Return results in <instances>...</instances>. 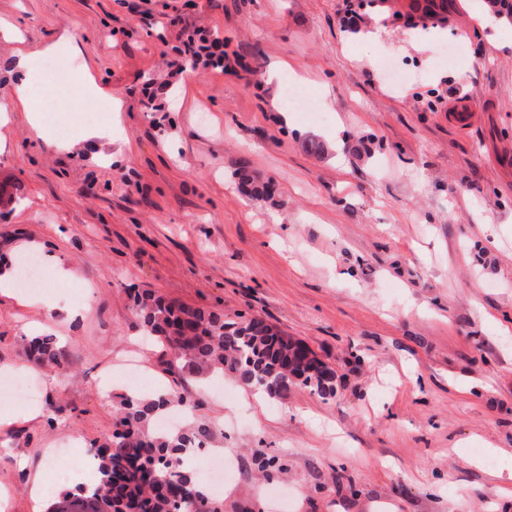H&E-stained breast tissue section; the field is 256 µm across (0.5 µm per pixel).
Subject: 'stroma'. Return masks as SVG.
<instances>
[{
  "instance_id": "obj_1",
  "label": "stroma",
  "mask_w": 512,
  "mask_h": 512,
  "mask_svg": "<svg viewBox=\"0 0 512 512\" xmlns=\"http://www.w3.org/2000/svg\"><path fill=\"white\" fill-rule=\"evenodd\" d=\"M415 0H363L359 32L344 0H0V266L55 254L40 272L56 304L0 295V370L20 372L28 337L50 333L69 372L31 374L37 415L5 396L0 512H47L90 486L73 458L113 430L132 360L153 385L173 375L132 309L135 293L264 317L336 374L325 400L296 387L254 401L231 379L192 385L210 457L233 460L224 512H512L497 471L512 457V17L481 28L478 0H447L412 29ZM223 38L242 68L169 76L177 28ZM374 32L368 43L364 33ZM68 33L82 49L37 138L12 106L18 49ZM463 42L453 64L440 45ZM409 74L394 85L380 60ZM124 102L119 135L85 139L108 112L82 66ZM316 98L320 120L286 110L284 79ZM171 78L162 111L141 101ZM454 87L469 129L430 111ZM287 111V110H286ZM71 442L58 492L33 493L49 448ZM278 465L261 473L268 458Z\"/></svg>"
}]
</instances>
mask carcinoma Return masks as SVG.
Here are the masks:
<instances>
[{
	"label": "carcinoma",
	"instance_id": "cac0c4a2",
	"mask_svg": "<svg viewBox=\"0 0 512 512\" xmlns=\"http://www.w3.org/2000/svg\"><path fill=\"white\" fill-rule=\"evenodd\" d=\"M134 312L142 330L164 348L167 364L184 378L217 373L259 388L272 400L286 398L295 386L322 398L335 396L327 370L312 365L306 376L296 374L291 346L260 316L226 321L218 311L152 295L135 298ZM25 354L40 368L66 370V353L51 335L32 337ZM183 404L182 396L168 393L125 397L116 414L119 429L94 453L96 483L63 493L50 512H172V496L195 497L210 512H224L223 502L181 465V455L206 446L212 429L199 422L175 432L154 429L162 412Z\"/></svg>",
	"mask_w": 512,
	"mask_h": 512
}]
</instances>
